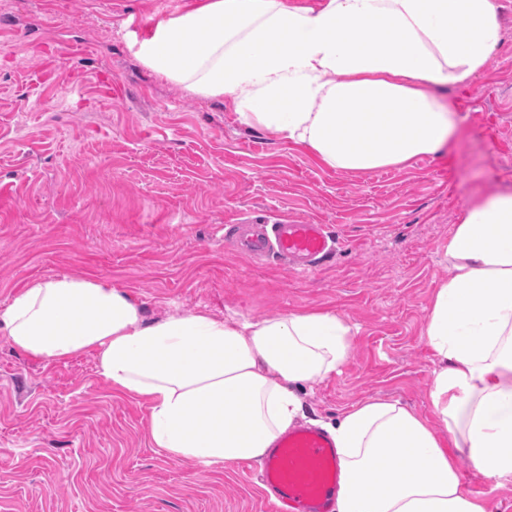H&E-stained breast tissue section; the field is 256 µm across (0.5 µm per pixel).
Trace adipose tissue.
<instances>
[{"mask_svg": "<svg viewBox=\"0 0 512 512\" xmlns=\"http://www.w3.org/2000/svg\"><path fill=\"white\" fill-rule=\"evenodd\" d=\"M501 39L497 0H190L131 47L242 124L331 169L370 172L444 149L458 116L433 87L471 84ZM444 257L451 274L424 331L439 423L370 398L327 424L336 512H487L461 480L464 457L512 478V193L468 206ZM0 332L49 362L93 353L112 391L146 406L151 447L210 471L265 456L353 340L332 311L149 321L109 280L68 275L26 283L0 308Z\"/></svg>", "mask_w": 512, "mask_h": 512, "instance_id": "ef3b65f1", "label": "adipose tissue"}]
</instances>
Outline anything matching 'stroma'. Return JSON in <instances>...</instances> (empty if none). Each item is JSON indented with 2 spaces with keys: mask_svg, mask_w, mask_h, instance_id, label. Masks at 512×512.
I'll return each mask as SVG.
<instances>
[{
  "mask_svg": "<svg viewBox=\"0 0 512 512\" xmlns=\"http://www.w3.org/2000/svg\"><path fill=\"white\" fill-rule=\"evenodd\" d=\"M184 2L0 0V306L71 275L111 280L149 320L333 311L354 327L351 355L307 389L305 421L379 397L431 416L423 333L444 247L467 206L512 192V0H498L503 39L472 88L435 89L463 118L444 155L364 174L142 66L133 34ZM272 216L329 225L334 260L255 264L217 231ZM146 418L93 354L48 362L0 335V512H262L256 476L167 457ZM460 473L488 512H512V480Z\"/></svg>",
  "mask_w": 512,
  "mask_h": 512,
  "instance_id": "stroma-1",
  "label": "stroma"
}]
</instances>
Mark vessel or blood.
I'll use <instances>...</instances> for the list:
<instances>
[{
	"instance_id": "vessel-or-blood-1",
	"label": "vessel or blood",
	"mask_w": 512,
	"mask_h": 512,
	"mask_svg": "<svg viewBox=\"0 0 512 512\" xmlns=\"http://www.w3.org/2000/svg\"><path fill=\"white\" fill-rule=\"evenodd\" d=\"M234 230L239 252L256 259L272 255L304 272L321 266L336 251V240L325 224L281 219L238 224ZM340 473L331 437L314 425L296 426L277 439L262 461L265 512H332Z\"/></svg>"
}]
</instances>
